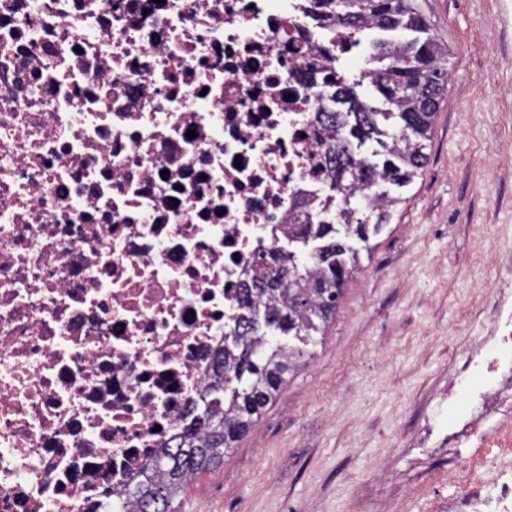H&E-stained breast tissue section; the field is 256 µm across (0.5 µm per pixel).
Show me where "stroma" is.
<instances>
[{"instance_id":"1","label":"stroma","mask_w":512,"mask_h":512,"mask_svg":"<svg viewBox=\"0 0 512 512\" xmlns=\"http://www.w3.org/2000/svg\"><path fill=\"white\" fill-rule=\"evenodd\" d=\"M448 50L427 163L362 252L335 319L175 512H433L447 456L414 443L496 295H512V0H415Z\"/></svg>"}]
</instances>
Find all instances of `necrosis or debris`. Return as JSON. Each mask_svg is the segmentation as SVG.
I'll list each match as a JSON object with an SVG mask.
<instances>
[{"mask_svg": "<svg viewBox=\"0 0 512 512\" xmlns=\"http://www.w3.org/2000/svg\"><path fill=\"white\" fill-rule=\"evenodd\" d=\"M308 0H0V512H127L259 255L335 221ZM448 387L445 512H512V301ZM494 469H487V460Z\"/></svg>", "mask_w": 512, "mask_h": 512, "instance_id": "necrosis-or-debris-1", "label": "necrosis or debris"}]
</instances>
